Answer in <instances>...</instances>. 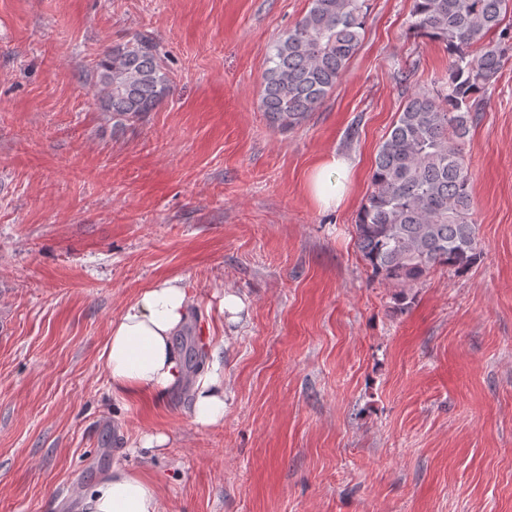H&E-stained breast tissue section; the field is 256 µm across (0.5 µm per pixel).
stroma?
Listing matches in <instances>:
<instances>
[{
	"instance_id": "obj_1",
	"label": "stroma",
	"mask_w": 512,
	"mask_h": 512,
	"mask_svg": "<svg viewBox=\"0 0 512 512\" xmlns=\"http://www.w3.org/2000/svg\"><path fill=\"white\" fill-rule=\"evenodd\" d=\"M367 4L345 74L283 131L262 77L308 0H0V512H78L116 463L165 512H512V63L464 144L481 254L398 297L355 221L404 89L435 91L451 59L412 0ZM142 35L172 91L116 128L94 61ZM332 152L355 177L323 211L307 183ZM176 276L224 356L211 428L189 389L113 395L101 360L124 307ZM147 432L168 441L131 453Z\"/></svg>"
}]
</instances>
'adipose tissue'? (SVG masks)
Returning <instances> with one entry per match:
<instances>
[{
  "mask_svg": "<svg viewBox=\"0 0 512 512\" xmlns=\"http://www.w3.org/2000/svg\"><path fill=\"white\" fill-rule=\"evenodd\" d=\"M352 166L344 157L327 155L314 168L308 188L326 210L340 206ZM194 297L181 278H164L144 289L113 321L101 358L114 395L151 397L165 403L185 383L174 335L185 322ZM192 387V422L213 427L224 421V369L219 351ZM82 512H163L158 484L116 465L81 495Z\"/></svg>",
  "mask_w": 512,
  "mask_h": 512,
  "instance_id": "adipose-tissue-1",
  "label": "adipose tissue"
}]
</instances>
